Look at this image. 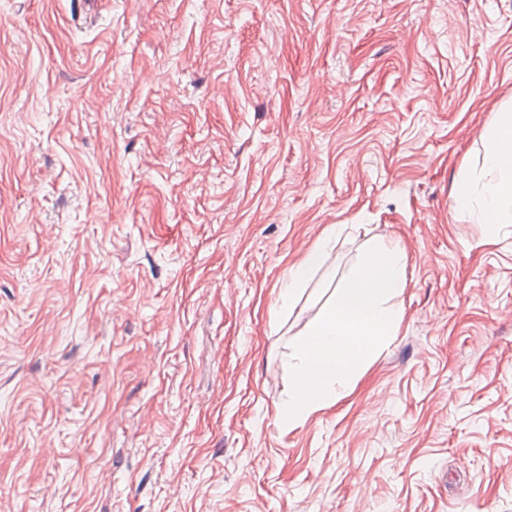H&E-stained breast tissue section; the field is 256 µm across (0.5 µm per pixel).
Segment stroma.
Returning <instances> with one entry per match:
<instances>
[{
  "label": "stroma",
  "instance_id": "obj_1",
  "mask_svg": "<svg viewBox=\"0 0 512 512\" xmlns=\"http://www.w3.org/2000/svg\"><path fill=\"white\" fill-rule=\"evenodd\" d=\"M511 108L512 0H0V512H512V224L451 207ZM379 243L398 330L279 422ZM336 237V227L328 228L320 241L303 258L288 270V277L280 287V300L283 308L290 307L299 291L306 285L312 274L323 267L327 250Z\"/></svg>",
  "mask_w": 512,
  "mask_h": 512
}]
</instances>
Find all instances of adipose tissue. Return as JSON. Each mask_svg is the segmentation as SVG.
Segmentation results:
<instances>
[{
    "mask_svg": "<svg viewBox=\"0 0 512 512\" xmlns=\"http://www.w3.org/2000/svg\"><path fill=\"white\" fill-rule=\"evenodd\" d=\"M484 166L490 177L482 184H475L472 178L466 176L459 177L453 195V208L457 211L473 210L480 224H512L511 112L498 116L486 139ZM335 236V228H328L320 241L289 268L288 277L280 287L283 307H290L312 274L324 266L327 250Z\"/></svg>",
    "mask_w": 512,
    "mask_h": 512,
    "instance_id": "ef3b65f1",
    "label": "adipose tissue"
}]
</instances>
